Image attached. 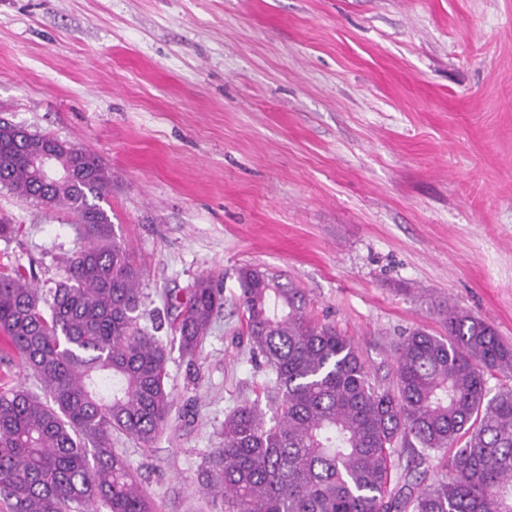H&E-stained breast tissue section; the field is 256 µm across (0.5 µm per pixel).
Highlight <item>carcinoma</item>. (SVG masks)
<instances>
[{"label":"carcinoma","mask_w":512,"mask_h":512,"mask_svg":"<svg viewBox=\"0 0 512 512\" xmlns=\"http://www.w3.org/2000/svg\"><path fill=\"white\" fill-rule=\"evenodd\" d=\"M46 136L0 124V187L79 219L85 243L67 281L44 293L31 271H0V331L40 384L0 389V501L7 512H156L112 436L143 445L171 419L168 353L140 327L144 271L111 235L98 204L111 182L102 163L71 146L59 167L80 175L38 180L29 157ZM250 361L275 380L274 424L258 400L224 417V444L208 457V495L224 512H512V389L490 395L485 373H512V347L479 317L440 310L448 337L415 329L394 352L383 385L354 342L314 322L302 289L256 266L238 272ZM223 291L200 279L178 306L181 358L193 363ZM409 448L401 483L389 459ZM448 453V472L420 470Z\"/></svg>","instance_id":"carcinoma-1"}]
</instances>
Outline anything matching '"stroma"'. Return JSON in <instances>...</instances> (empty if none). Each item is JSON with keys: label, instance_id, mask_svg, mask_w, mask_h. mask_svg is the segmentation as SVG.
Masks as SVG:
<instances>
[{"label": "stroma", "instance_id": "stroma-1", "mask_svg": "<svg viewBox=\"0 0 512 512\" xmlns=\"http://www.w3.org/2000/svg\"><path fill=\"white\" fill-rule=\"evenodd\" d=\"M0 120L112 174L101 206L145 269L174 405L120 439L158 512L203 491L224 416L263 394L237 271L301 288L381 383L456 305L512 345V0H0ZM0 271L66 279L76 216L0 189ZM224 290L195 365L171 301Z\"/></svg>", "mask_w": 512, "mask_h": 512}]
</instances>
